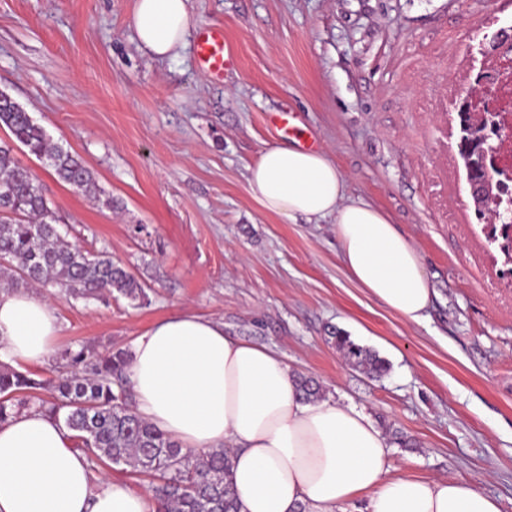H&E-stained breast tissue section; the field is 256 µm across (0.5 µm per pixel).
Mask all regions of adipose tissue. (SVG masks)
<instances>
[{
	"mask_svg": "<svg viewBox=\"0 0 512 512\" xmlns=\"http://www.w3.org/2000/svg\"><path fill=\"white\" fill-rule=\"evenodd\" d=\"M186 0H137L139 43L164 58L185 45ZM249 192L287 219L336 222L339 258L371 296L410 323L434 290L411 240L378 209L345 201L342 172L322 150L275 144L249 168ZM59 325L51 301L0 291V360L39 364ZM127 378L138 415L181 447L232 448L239 512H335L368 494L369 512H502L474 483L392 476L386 437L351 404L301 399L287 364L185 312L134 343ZM0 512H156L149 492L94 473L63 421L31 407L0 426Z\"/></svg>",
	"mask_w": 512,
	"mask_h": 512,
	"instance_id": "1",
	"label": "adipose tissue"
}]
</instances>
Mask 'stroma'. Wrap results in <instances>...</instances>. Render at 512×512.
<instances>
[{
  "mask_svg": "<svg viewBox=\"0 0 512 512\" xmlns=\"http://www.w3.org/2000/svg\"><path fill=\"white\" fill-rule=\"evenodd\" d=\"M136 0H0V90L78 155L106 208L17 160L69 241L107 250L148 300H55L54 351L32 374H66L79 345L131 349L157 321L191 311L267 347L327 399L365 410L392 442L396 475L479 480L512 512V265L478 220L458 153L455 99L512 0H188L219 24L222 83L194 44L159 60L140 49ZM294 139L327 152L345 197L383 211L420 253L434 288L406 322L342 265L332 220H290L250 194L248 168ZM388 363L347 365L337 330ZM403 434L408 446L396 444Z\"/></svg>",
  "mask_w": 512,
  "mask_h": 512,
  "instance_id": "1",
  "label": "stroma"
}]
</instances>
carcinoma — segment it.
I'll list each match as a JSON object with an SVG mask.
<instances>
[{"instance_id":"cac0c4a2","label":"carcinoma","mask_w":512,"mask_h":512,"mask_svg":"<svg viewBox=\"0 0 512 512\" xmlns=\"http://www.w3.org/2000/svg\"><path fill=\"white\" fill-rule=\"evenodd\" d=\"M0 282L41 288L64 299L108 300L117 294L133 305L147 299L145 286L105 251L90 252L66 240L60 218L38 189L32 171L13 155V144L48 163L57 179L77 190H97L92 170L54 143L46 130L11 95L0 91ZM336 350L352 366L377 376L387 371L376 352L336 331ZM63 359L70 372L57 379H37L0 364V424L29 404H38L74 432L76 448L93 468L124 464L155 477L151 487L156 512H238L232 487L231 457L225 448L199 455L185 451L166 433L140 418L126 381L130 355L123 350L68 348ZM297 390L306 400L321 396L314 379L299 376Z\"/></svg>"}]
</instances>
